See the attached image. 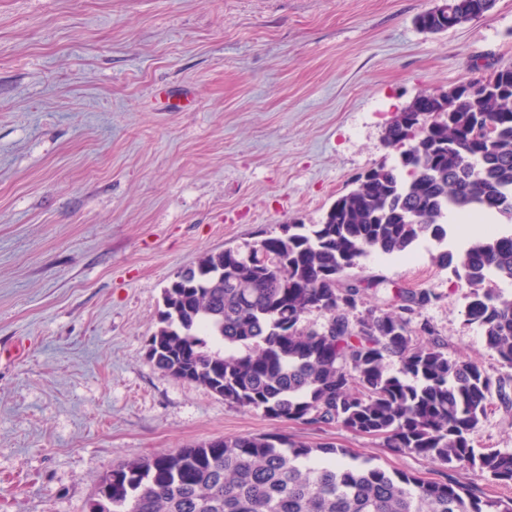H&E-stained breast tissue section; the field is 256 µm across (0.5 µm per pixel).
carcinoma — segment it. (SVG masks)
<instances>
[{
  "instance_id": "cac0c4a2",
  "label": "carcinoma",
  "mask_w": 512,
  "mask_h": 512,
  "mask_svg": "<svg viewBox=\"0 0 512 512\" xmlns=\"http://www.w3.org/2000/svg\"><path fill=\"white\" fill-rule=\"evenodd\" d=\"M449 11L418 16L445 32L483 16L495 0H448ZM488 95L451 87L437 105L391 121L385 144L399 150L339 195L317 224H284L255 244L205 255L163 291L148 353L164 374L205 386L224 402L302 425H341L395 452L442 467L426 481L350 456L333 443L282 433L217 438L174 453L128 460L103 474L95 512H512L456 477L477 467L512 484V453L480 451L488 406L512 407L507 381L473 359L452 357L421 311L429 290L349 274L376 252L404 254L421 237L445 243L448 213L512 220V67L475 78ZM437 265L469 290L467 320L512 368V232L445 249ZM367 288H386L384 306L365 307ZM312 313L325 323H306ZM222 343L208 347L206 337ZM401 374L388 371L389 360Z\"/></svg>"
}]
</instances>
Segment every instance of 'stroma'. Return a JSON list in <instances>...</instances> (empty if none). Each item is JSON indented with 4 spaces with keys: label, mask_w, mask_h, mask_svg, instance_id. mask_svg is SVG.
Masks as SVG:
<instances>
[{
    "label": "stroma",
    "mask_w": 512,
    "mask_h": 512,
    "mask_svg": "<svg viewBox=\"0 0 512 512\" xmlns=\"http://www.w3.org/2000/svg\"><path fill=\"white\" fill-rule=\"evenodd\" d=\"M437 0H0V512H87L101 475L206 440L282 432L440 477L340 426L274 420L148 356L162 291L207 253L319 223L393 164L423 90L512 66V0L439 34ZM423 239L361 276L436 299L449 355L512 374ZM476 445L512 453L493 406Z\"/></svg>",
    "instance_id": "stroma-1"
}]
</instances>
